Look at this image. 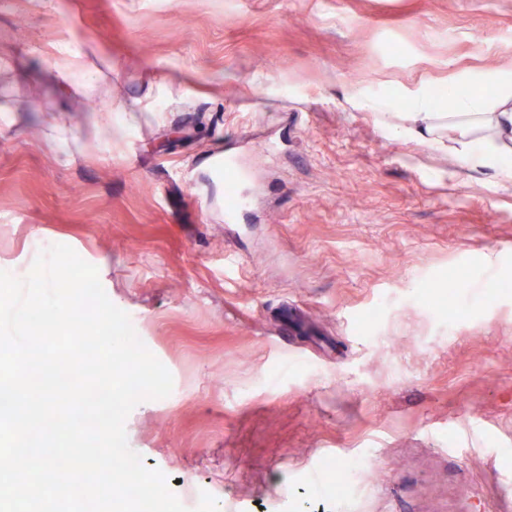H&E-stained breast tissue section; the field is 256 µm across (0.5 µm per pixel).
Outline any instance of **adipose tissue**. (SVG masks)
Masks as SVG:
<instances>
[{"label":"adipose tissue","instance_id":"ef3b65f1","mask_svg":"<svg viewBox=\"0 0 512 512\" xmlns=\"http://www.w3.org/2000/svg\"><path fill=\"white\" fill-rule=\"evenodd\" d=\"M476 84L496 86L495 98H456L449 110H441L428 90L413 97L409 112L377 110L378 123L408 141L434 147L452 136L456 156L471 171L491 169L512 178V70L478 72L467 76Z\"/></svg>","mask_w":512,"mask_h":512}]
</instances>
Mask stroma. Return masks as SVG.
Masks as SVG:
<instances>
[{"mask_svg":"<svg viewBox=\"0 0 512 512\" xmlns=\"http://www.w3.org/2000/svg\"><path fill=\"white\" fill-rule=\"evenodd\" d=\"M488 68L512 0H0V268H97L173 377L128 445L191 512H512V180L373 112ZM87 52H73L66 43L57 48L53 65L58 85L64 91L78 89L88 93L95 89L93 85H76L72 82L73 75L81 70L88 69L90 61ZM219 172L224 176L225 188L232 194V199L225 205V218L230 221L236 216L239 209L245 206L247 199L241 191L242 177L235 162L224 157V162L219 165Z\"/></svg>","mask_w":512,"mask_h":512,"instance_id":"35a3bbf8","label":"stroma"}]
</instances>
